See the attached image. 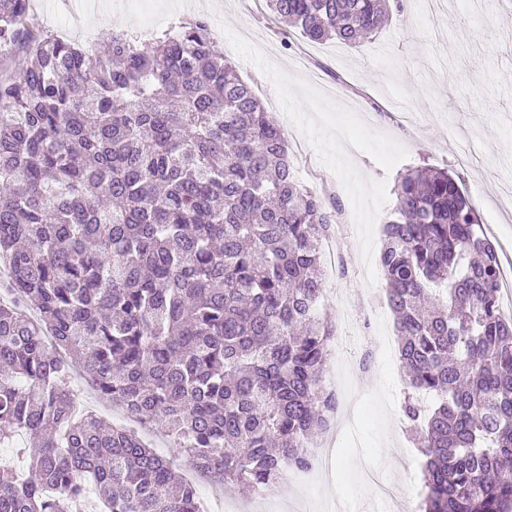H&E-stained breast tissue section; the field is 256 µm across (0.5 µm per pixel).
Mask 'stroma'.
<instances>
[{"mask_svg":"<svg viewBox=\"0 0 512 512\" xmlns=\"http://www.w3.org/2000/svg\"><path fill=\"white\" fill-rule=\"evenodd\" d=\"M171 21L206 16L219 45L268 112L305 149L292 153L298 180L345 181L338 224L360 233L342 255L344 271L325 278L322 308L353 279L364 286L351 306L368 365L330 354L328 368L350 397L355 420L329 479L304 491L309 512L336 496L346 512L371 505L373 482H399L410 500L421 489V462L401 414L402 366L385 337L394 317L375 257L381 226L391 216L399 173L445 168L456 175L499 256H512V0H399L388 24L372 39L351 46L315 43L292 28L282 31L266 0H154ZM136 8H102L91 39L81 29L67 37L94 48L105 30L137 32ZM409 122H402L401 113Z\"/></svg>","mask_w":512,"mask_h":512,"instance_id":"35a3bbf8","label":"stroma"}]
</instances>
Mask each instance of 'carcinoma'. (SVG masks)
Wrapping results in <instances>:
<instances>
[{"instance_id":"carcinoma-1","label":"carcinoma","mask_w":512,"mask_h":512,"mask_svg":"<svg viewBox=\"0 0 512 512\" xmlns=\"http://www.w3.org/2000/svg\"><path fill=\"white\" fill-rule=\"evenodd\" d=\"M390 0H268L311 41L355 45ZM0 0V512H199L137 434L77 413L70 385L165 428L220 484L307 471L334 405L321 240L335 196L294 175L287 129L205 19L85 49ZM380 263L423 458L418 512H512V318L501 260L445 169L392 189Z\"/></svg>"}]
</instances>
